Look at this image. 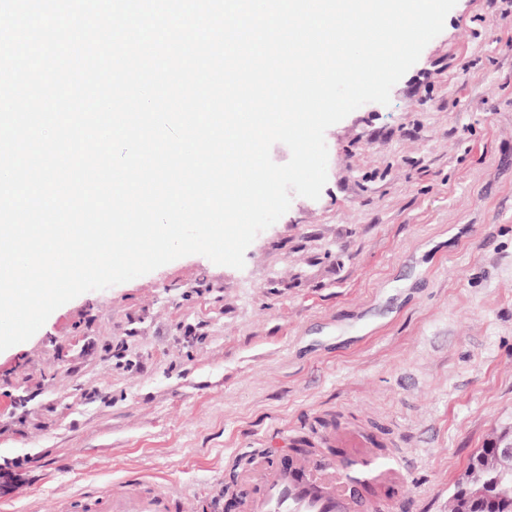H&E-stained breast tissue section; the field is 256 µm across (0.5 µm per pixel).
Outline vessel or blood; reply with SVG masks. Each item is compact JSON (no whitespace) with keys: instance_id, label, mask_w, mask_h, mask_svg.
Returning <instances> with one entry per match:
<instances>
[{"instance_id":"1","label":"vessel or blood","mask_w":512,"mask_h":512,"mask_svg":"<svg viewBox=\"0 0 512 512\" xmlns=\"http://www.w3.org/2000/svg\"><path fill=\"white\" fill-rule=\"evenodd\" d=\"M320 454L294 458L284 465L262 458L244 474L248 492L241 496L240 512H369L363 486L349 476L348 465L339 456L342 448H362L366 440L359 431L325 436ZM369 481L397 482L409 462L391 464L366 457L362 460ZM109 512H173L170 496L160 490L147 494L116 490L107 503Z\"/></svg>"}]
</instances>
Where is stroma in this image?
<instances>
[{"label":"stroma","instance_id":"obj_1","mask_svg":"<svg viewBox=\"0 0 512 512\" xmlns=\"http://www.w3.org/2000/svg\"><path fill=\"white\" fill-rule=\"evenodd\" d=\"M325 141L319 199L243 268L176 259L0 352V512L121 482L234 512L253 458L323 421L412 459L405 512H448L512 433V0H457L389 104Z\"/></svg>","mask_w":512,"mask_h":512}]
</instances>
